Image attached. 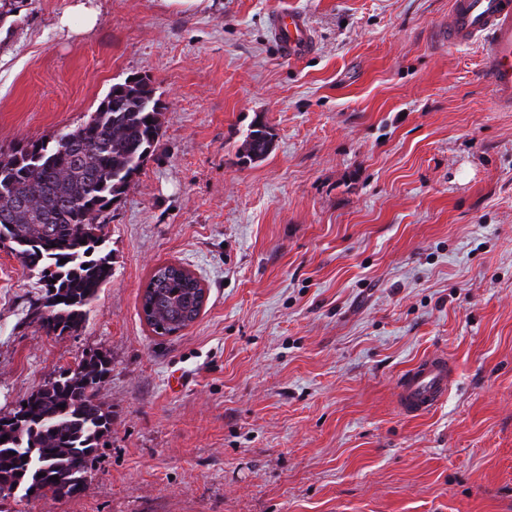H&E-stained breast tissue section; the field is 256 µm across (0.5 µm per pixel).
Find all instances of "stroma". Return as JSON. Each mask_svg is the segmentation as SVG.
Listing matches in <instances>:
<instances>
[{
  "instance_id": "35a3bbf8",
  "label": "stroma",
  "mask_w": 512,
  "mask_h": 512,
  "mask_svg": "<svg viewBox=\"0 0 512 512\" xmlns=\"http://www.w3.org/2000/svg\"><path fill=\"white\" fill-rule=\"evenodd\" d=\"M452 0H26L0 27V152L87 122L149 77L159 148L107 218L112 277L57 336L0 243V417L92 353L112 430L85 489L0 512H512V109L480 43L436 37ZM314 47L283 57L272 20ZM262 161L238 148L255 118ZM197 274L198 320L155 335L154 269ZM441 404L399 411L423 355ZM281 38L279 46L285 55H294L309 44L310 34L305 17L300 13L279 15ZM273 142V134L260 120H256L247 133L239 149L242 159L252 163L266 158L271 149L269 144ZM453 367L448 356L433 352L414 363L399 379L396 403L407 415L419 416L434 409L445 397Z\"/></svg>"
}]
</instances>
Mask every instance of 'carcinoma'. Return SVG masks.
Listing matches in <instances>:
<instances>
[{"label": "carcinoma", "instance_id": "carcinoma-1", "mask_svg": "<svg viewBox=\"0 0 512 512\" xmlns=\"http://www.w3.org/2000/svg\"><path fill=\"white\" fill-rule=\"evenodd\" d=\"M161 137L159 100L146 76L134 85L112 84L90 119L60 131L52 144L35 141L30 153H0V212L10 214L12 250L47 288L48 311H31L46 333L77 328L111 279L103 218ZM272 142L269 128L257 120L241 156L261 161ZM197 287L175 266L157 267L141 298V305L153 308L146 321L152 332L172 336L187 327V312L198 318L191 293ZM108 372V358L92 355L31 394L13 417L0 418V501L18 490L57 499L85 488L99 442L112 425L96 399Z\"/></svg>", "mask_w": 512, "mask_h": 512}]
</instances>
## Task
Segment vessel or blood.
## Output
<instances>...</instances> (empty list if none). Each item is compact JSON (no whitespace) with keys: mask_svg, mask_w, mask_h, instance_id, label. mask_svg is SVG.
<instances>
[{"mask_svg":"<svg viewBox=\"0 0 512 512\" xmlns=\"http://www.w3.org/2000/svg\"><path fill=\"white\" fill-rule=\"evenodd\" d=\"M279 46L293 55L309 44L310 34L302 14L280 15ZM444 39L452 45L474 40L484 43L483 68L497 100L512 107V0H454L444 23ZM453 367L447 355L433 352L414 363L399 379L396 403L407 415L434 409L445 397Z\"/></svg>","mask_w":512,"mask_h":512,"instance_id":"obj_1","label":"vessel or blood"}]
</instances>
